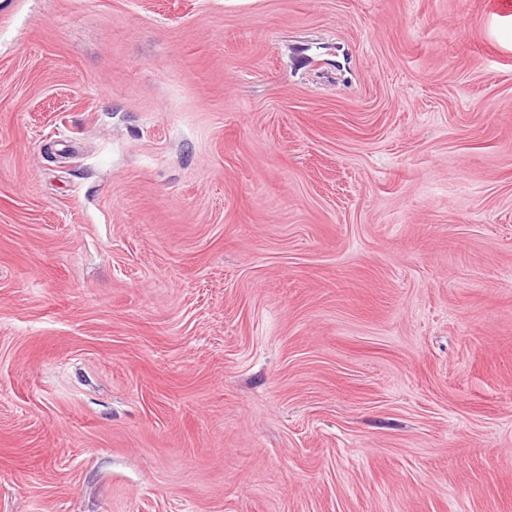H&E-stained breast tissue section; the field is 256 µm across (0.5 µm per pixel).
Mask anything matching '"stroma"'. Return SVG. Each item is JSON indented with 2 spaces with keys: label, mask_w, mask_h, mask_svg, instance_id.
<instances>
[{
  "label": "stroma",
  "mask_w": 512,
  "mask_h": 512,
  "mask_svg": "<svg viewBox=\"0 0 512 512\" xmlns=\"http://www.w3.org/2000/svg\"><path fill=\"white\" fill-rule=\"evenodd\" d=\"M0 512H512V19L0 0Z\"/></svg>",
  "instance_id": "obj_1"
}]
</instances>
